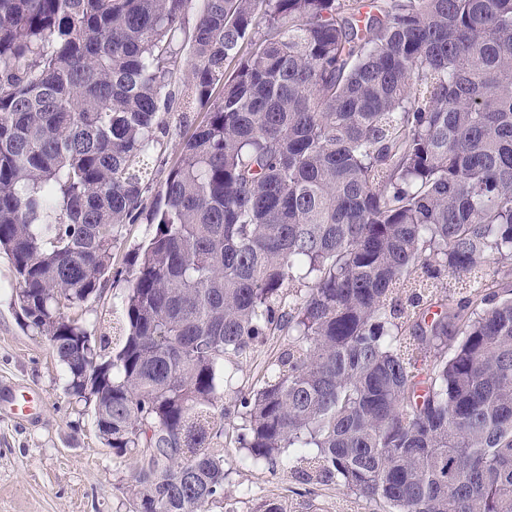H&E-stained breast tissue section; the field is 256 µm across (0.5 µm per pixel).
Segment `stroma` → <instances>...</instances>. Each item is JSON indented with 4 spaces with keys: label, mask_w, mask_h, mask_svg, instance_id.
Returning <instances> with one entry per match:
<instances>
[{
    "label": "stroma",
    "mask_w": 512,
    "mask_h": 512,
    "mask_svg": "<svg viewBox=\"0 0 512 512\" xmlns=\"http://www.w3.org/2000/svg\"><path fill=\"white\" fill-rule=\"evenodd\" d=\"M128 283L109 279L85 304L84 321L111 327L122 317ZM20 281L0 254V384L17 385L43 402L33 421L14 419L0 399V512H132L128 493L136 455H115L100 437L91 406L66 389V373L45 338L22 325ZM228 433L223 499L210 512H257L286 500L299 512H381L339 483L308 484L276 464H252Z\"/></svg>",
    "instance_id": "1"
}]
</instances>
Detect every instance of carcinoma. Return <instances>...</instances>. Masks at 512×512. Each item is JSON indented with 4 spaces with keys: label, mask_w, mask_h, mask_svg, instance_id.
<instances>
[{
    "label": "carcinoma",
    "mask_w": 512,
    "mask_h": 512,
    "mask_svg": "<svg viewBox=\"0 0 512 512\" xmlns=\"http://www.w3.org/2000/svg\"><path fill=\"white\" fill-rule=\"evenodd\" d=\"M0 253L132 512L223 498L231 418L387 512H512V0H0ZM114 274L121 335L64 315ZM172 112L169 119V127H168V134L165 137V140L167 142V151L165 154V160L167 161L166 165L161 166L162 164L157 163V165L153 168V174L152 178L154 180L153 186L154 188L160 185V183L164 180L168 168L172 166L176 160L178 159L181 143L183 140L188 137L194 128V119L197 116V112H184L187 115V121L184 118L183 119L182 114L183 112L179 111ZM179 114V115H178ZM154 231L150 224H127L123 227L120 241L113 252L112 266L122 269L126 266L128 253L138 244L149 238ZM285 338L287 337H271L265 345L257 349L254 357L244 366L243 372L239 374L237 379L238 387L247 389L260 383L267 361L276 354Z\"/></svg>",
    "instance_id": "obj_1"
}]
</instances>
